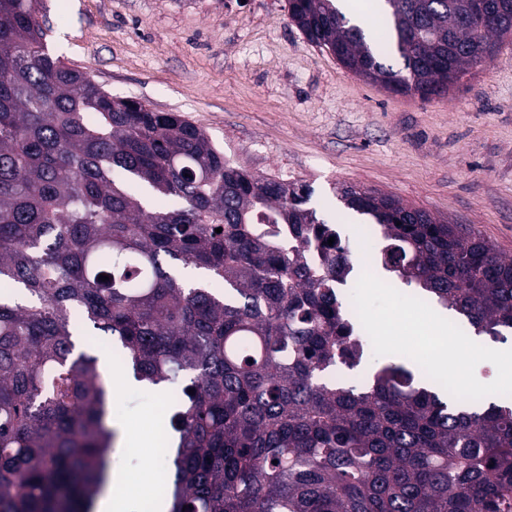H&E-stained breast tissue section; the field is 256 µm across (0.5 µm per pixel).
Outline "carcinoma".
Segmentation results:
<instances>
[{"mask_svg":"<svg viewBox=\"0 0 512 512\" xmlns=\"http://www.w3.org/2000/svg\"><path fill=\"white\" fill-rule=\"evenodd\" d=\"M385 3L382 46L334 0H288V16L357 76L423 99L512 34L466 26L471 0ZM41 9L0 0V512H90L115 344L121 372L184 395L166 419L171 512H512V391L462 402L408 362L362 386L337 375L362 361L336 293L352 251L309 262L332 236L310 186L263 185L180 114L112 96L49 53ZM340 199L380 227L403 283L507 340L511 258L389 195Z\"/></svg>","mask_w":512,"mask_h":512,"instance_id":"carcinoma-1","label":"carcinoma"}]
</instances>
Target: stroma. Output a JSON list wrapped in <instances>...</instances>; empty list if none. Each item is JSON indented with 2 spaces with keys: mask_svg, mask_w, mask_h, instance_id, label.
<instances>
[{
  "mask_svg": "<svg viewBox=\"0 0 512 512\" xmlns=\"http://www.w3.org/2000/svg\"><path fill=\"white\" fill-rule=\"evenodd\" d=\"M48 47L106 91L176 112L254 175L311 185V204L361 248L358 218L336 198L352 183L450 224H467L512 258V35L447 96H401L364 81L311 43L288 0H44ZM385 270L358 295L377 343L435 367L438 305L420 310L388 292ZM463 395L505 386L512 342L456 319ZM160 393L130 385L113 417L159 436Z\"/></svg>",
  "mask_w": 512,
  "mask_h": 512,
  "instance_id": "35a3bbf8",
  "label": "stroma"
}]
</instances>
